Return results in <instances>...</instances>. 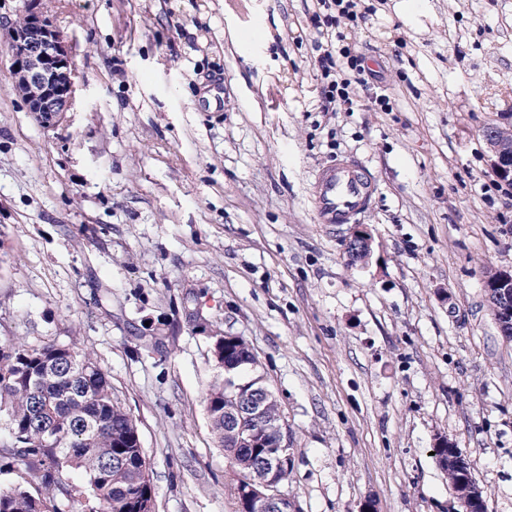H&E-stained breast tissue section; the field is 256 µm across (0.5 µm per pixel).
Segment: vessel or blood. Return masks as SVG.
Returning <instances> with one entry per match:
<instances>
[{
	"instance_id": "obj_1",
	"label": "vessel or blood",
	"mask_w": 512,
	"mask_h": 512,
	"mask_svg": "<svg viewBox=\"0 0 512 512\" xmlns=\"http://www.w3.org/2000/svg\"><path fill=\"white\" fill-rule=\"evenodd\" d=\"M371 179L354 159L347 158L321 169L311 198L318 223L344 224L373 202Z\"/></svg>"
}]
</instances>
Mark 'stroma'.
I'll return each mask as SVG.
<instances>
[{"label":"stroma","mask_w":512,"mask_h":512,"mask_svg":"<svg viewBox=\"0 0 512 512\" xmlns=\"http://www.w3.org/2000/svg\"><path fill=\"white\" fill-rule=\"evenodd\" d=\"M399 3L357 0L332 40L383 73L385 112L358 85L324 111L320 0H44L76 74L50 127L0 43V339L97 355L155 512H237L206 409L220 334L279 401L299 512H458L440 433L512 512V342L483 288L512 267L483 137L512 113V0ZM342 157L377 187L358 267L309 202ZM225 339H227L226 335L214 336V346H213L214 352H213V354L219 360V364L221 366H224V369L228 368L227 365L235 367L234 371L238 372L239 377H240V375L243 371L249 369L248 361L253 360V358H254L253 356H255V355H254V353L252 354V348L250 347V345L247 343V341L243 337L235 336L233 339L235 341V343H233L227 349L228 353L226 356V360H227V365H226L225 361H224V356L221 357V352H219V356H220L222 362L220 361V358L218 356L219 349L224 348ZM221 366H219V367H221ZM221 368H223V367H221ZM245 379H247V378H241V381H243Z\"/></svg>","instance_id":"stroma-1"}]
</instances>
